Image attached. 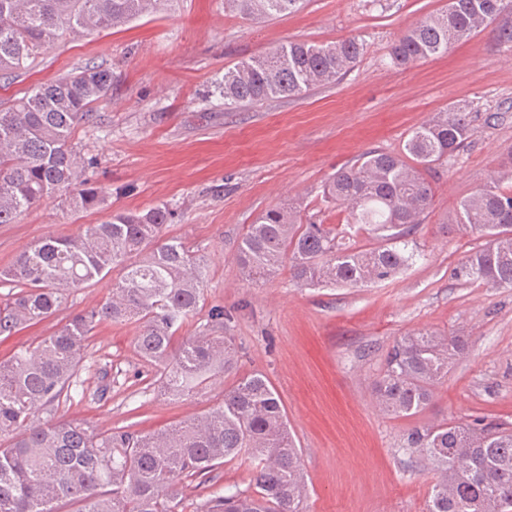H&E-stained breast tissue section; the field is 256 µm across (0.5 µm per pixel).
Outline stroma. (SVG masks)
I'll list each match as a JSON object with an SVG mask.
<instances>
[{"label": "stroma", "instance_id": "1", "mask_svg": "<svg viewBox=\"0 0 512 512\" xmlns=\"http://www.w3.org/2000/svg\"><path fill=\"white\" fill-rule=\"evenodd\" d=\"M447 4L302 0L297 9L247 19L225 11L224 0H163L153 14L68 39L30 72L0 79L7 104L85 63L112 69V94L94 123L78 126L75 144L96 160L94 178L110 188L113 210L170 205L166 235L206 257L204 309L182 333L231 337L239 373L269 379L301 451L308 512H424L430 479L404 444L414 423L478 418L512 426V288L453 276L479 242L456 229L461 201L512 170V48L487 29L442 56L406 66L389 58L395 39ZM353 36L364 54L335 84L240 109L225 108L215 88L225 67L277 44ZM458 101L471 104L475 133L431 177L433 199L408 269L363 288H302L286 271L258 283L241 277L237 243L261 213L291 202L301 223H339L338 208L323 200L327 179L368 150L399 151L410 130ZM104 218L45 199L17 223L0 224V268L47 235L76 234ZM119 277L112 270L71 294L57 315L0 340V356L96 307ZM217 304L234 316L221 329L206 325L207 308ZM412 330L455 332L467 342L466 357L414 421L381 412L372 389L394 341ZM137 334L133 324L98 325L80 372L85 397L46 407L41 418L151 432L222 399L227 377L193 397L155 396L134 349ZM251 470L242 457L209 484L182 488L183 512L212 492L248 488Z\"/></svg>", "mask_w": 512, "mask_h": 512}]
</instances>
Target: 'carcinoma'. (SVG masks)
<instances>
[{
  "mask_svg": "<svg viewBox=\"0 0 512 512\" xmlns=\"http://www.w3.org/2000/svg\"><path fill=\"white\" fill-rule=\"evenodd\" d=\"M300 0H224V9L268 17ZM161 0H0V74L27 69L66 37L122 26L157 9ZM512 0H449L448 9L420 20L392 46L394 63L448 53L494 25L498 44L512 48ZM364 52L350 37L330 44L289 41L224 69V106L250 107L299 96L336 82ZM112 69L87 63L30 95L0 104V224H14L47 197L74 212L105 220L76 235H49L0 271V337L52 316L71 293L115 268L121 279L101 305L79 313L36 345L0 359V512H179L174 487L203 485L245 455L249 488L216 494L197 512H307L308 482L288 429L282 401L262 373L236 378L206 413L142 433L96 431L72 421L41 419V409L85 397L78 377L96 326L139 327L134 348L157 392L180 399L238 370L239 350L226 336H179L197 314L205 283L204 257L163 230L173 211H114L111 193L94 180L95 163L75 150L80 124L95 118L112 93ZM474 135L469 104H455L414 128L402 152L371 150L325 184V201L346 212L345 225L370 227L374 243L348 246L341 231L301 224L293 204L271 208L248 226L237 246L242 276L260 281L288 267L301 287H361L396 277L414 260V234L427 211V175ZM458 226L483 242L454 269L457 280L512 288V183L498 177L465 198ZM464 337L410 331L387 352L373 381L376 405L414 418L464 354ZM409 447L431 479L425 512H512V428L443 422L415 426Z\"/></svg>",
  "mask_w": 512,
  "mask_h": 512,
  "instance_id": "cac0c4a2",
  "label": "carcinoma"
}]
</instances>
